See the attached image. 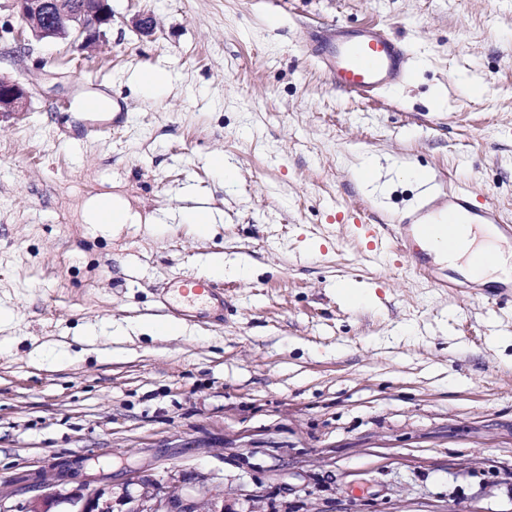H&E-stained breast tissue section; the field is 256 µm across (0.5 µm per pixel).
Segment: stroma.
Wrapping results in <instances>:
<instances>
[{
  "label": "stroma",
  "mask_w": 512,
  "mask_h": 512,
  "mask_svg": "<svg viewBox=\"0 0 512 512\" xmlns=\"http://www.w3.org/2000/svg\"><path fill=\"white\" fill-rule=\"evenodd\" d=\"M149 14L151 35L133 18ZM98 45L38 41L0 8V75L28 112L0 122V485L112 463L229 512H512V305L454 294L407 258L363 260L436 174L512 216V0H112ZM379 26L405 83L334 89L310 34ZM167 77L143 94L142 70ZM97 93L127 122L90 136ZM237 178L224 182L215 158ZM378 160L385 195L356 172ZM121 193L120 233L83 202ZM221 220L204 232L178 212ZM216 254L224 322L148 337L157 285ZM112 212L113 222H106L103 215ZM86 224H98L101 228L120 227L123 224H141V215L134 211L130 203L120 194L105 193L88 199L82 208ZM113 224V225H112ZM209 268L217 275L242 277L247 274L246 264L237 261L226 259L224 255H214L209 263Z\"/></svg>",
  "instance_id": "35a3bbf8"
}]
</instances>
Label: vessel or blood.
<instances>
[{
  "label": "vessel or blood",
  "instance_id": "1",
  "mask_svg": "<svg viewBox=\"0 0 512 512\" xmlns=\"http://www.w3.org/2000/svg\"><path fill=\"white\" fill-rule=\"evenodd\" d=\"M312 53L322 64L331 85L346 93L374 95L401 84L408 76L404 47L374 26L336 27L333 40L313 47ZM422 191L424 200L399 214L393 227L361 225L364 255L378 258L386 253L388 244H396L399 251L411 258L415 271L431 276L435 287L459 291L465 288V281L434 276L432 257L427 252L430 242L455 248L466 224H493L503 236L512 239V225L502 217L495 203L477 206L459 191L437 195L428 183ZM159 301L165 312L177 319L215 321L224 308V291L208 279L176 277L161 288Z\"/></svg>",
  "mask_w": 512,
  "mask_h": 512
}]
</instances>
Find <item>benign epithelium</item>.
I'll list each match as a JSON object with an SVG mask.
<instances>
[{
	"mask_svg": "<svg viewBox=\"0 0 512 512\" xmlns=\"http://www.w3.org/2000/svg\"><path fill=\"white\" fill-rule=\"evenodd\" d=\"M12 12L37 40L68 41L87 48L102 41L112 29L110 0H7ZM30 93L26 86L0 75V117L27 112ZM32 483L44 493L21 510L5 506L10 493L0 489V512H52L60 504L70 512H114L112 478L90 474L81 467L38 470ZM137 505L129 512H224V495L210 488L200 490L207 510L194 497L160 494L151 481L142 482Z\"/></svg>",
	"mask_w": 512,
	"mask_h": 512,
	"instance_id": "obj_1",
	"label": "benign epithelium"
}]
</instances>
